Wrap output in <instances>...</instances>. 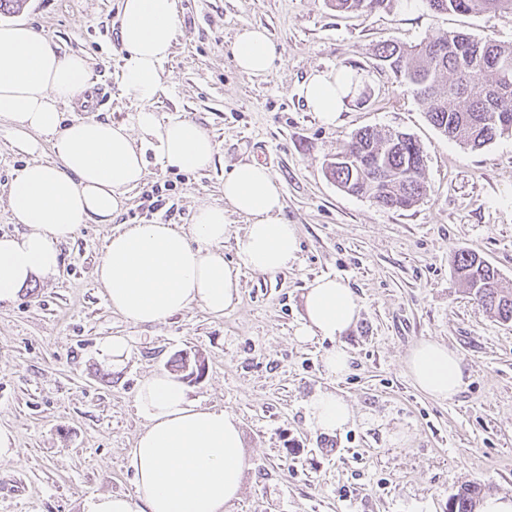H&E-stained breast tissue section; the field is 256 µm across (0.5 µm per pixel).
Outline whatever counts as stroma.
Returning a JSON list of instances; mask_svg holds the SVG:
<instances>
[{"label":"stroma","instance_id":"35a3bbf8","mask_svg":"<svg viewBox=\"0 0 512 512\" xmlns=\"http://www.w3.org/2000/svg\"><path fill=\"white\" fill-rule=\"evenodd\" d=\"M120 0H26L1 22L24 21L60 54L88 59L91 100L65 117L130 122L136 102L119 81L124 55ZM174 49L153 103L159 122L198 123L214 140L215 165L183 172L146 145L147 173L108 224L81 225L62 244L59 271L37 277L0 303V426L17 440L0 458V512H82L94 494L128 496V452L144 426L135 407L141 380L177 373L181 357L205 365L185 381L187 396L233 414L248 462L242 492L224 512H448V498L471 482L512 494V322L487 314L459 284L454 257L477 253L512 291V135L471 150L429 122L424 105L382 68L374 47L414 45L464 31L512 44V14L437 12L424 0H391L372 14H341L327 0H176ZM266 31L269 72L239 71L238 31ZM359 74L336 125L308 110L302 88L317 72ZM412 135L425 155L427 193L413 208L388 210L347 194L327 161L364 128ZM0 120V236L22 232L7 204L11 181L31 158ZM269 167L284 192L283 219L298 229L288 269L242 270L237 302L224 315L202 307L136 325L109 308L95 267L126 224H190L201 204L224 202V175L241 162ZM170 184L158 209L141 196ZM348 282L361 306L339 341L297 337L304 293L317 277ZM127 337L122 362L102 357L107 336ZM440 341L465 363L453 398L430 397L403 359L420 340ZM349 372L326 378L334 345ZM333 390L353 420L324 434L307 406Z\"/></svg>","mask_w":512,"mask_h":512}]
</instances>
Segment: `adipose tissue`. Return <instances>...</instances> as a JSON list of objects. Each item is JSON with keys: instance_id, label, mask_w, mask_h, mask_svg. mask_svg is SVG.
Masks as SVG:
<instances>
[{"instance_id": "obj_1", "label": "adipose tissue", "mask_w": 512, "mask_h": 512, "mask_svg": "<svg viewBox=\"0 0 512 512\" xmlns=\"http://www.w3.org/2000/svg\"><path fill=\"white\" fill-rule=\"evenodd\" d=\"M175 0H121L120 78L138 103L132 124L77 118L63 123L62 108L88 87L86 58L59 55L49 39L23 22L0 24V118L13 123L18 146L35 154L50 144L54 162L32 161L11 183L9 208L24 230L0 237V302L12 300L33 276L55 275L60 246L80 225L111 223L126 193L146 174L136 137H151L166 164L181 170L210 168L217 152L197 123L159 124L152 104L163 84V64L175 40ZM234 58L250 76L272 66L273 50L259 28L239 32ZM358 76L347 69L313 74L304 88L307 106L335 124ZM224 206L196 208L189 231L172 224H128L112 234L95 275L113 312L137 324H156L192 306L220 314L239 291V268L274 273L299 251L295 225L282 218L280 181L262 163L235 165L224 177ZM247 221L237 261L224 259L226 211ZM300 340H337L357 320L360 304L344 281L320 277L304 295ZM406 367L425 394L449 399L465 380L462 359L441 342L423 339ZM135 406L146 425L130 451L134 496L94 495L83 512H224L238 498L247 468L236 418L190 401L172 375L154 372L140 384ZM316 429L333 433L352 418L336 393L309 404Z\"/></svg>"}]
</instances>
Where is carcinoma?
<instances>
[{
	"label": "carcinoma",
	"instance_id": "obj_1",
	"mask_svg": "<svg viewBox=\"0 0 512 512\" xmlns=\"http://www.w3.org/2000/svg\"><path fill=\"white\" fill-rule=\"evenodd\" d=\"M389 0H330L338 12L371 13ZM431 9L460 14L512 12V0H425ZM426 105L430 123L450 141L480 149L512 133V45L463 32L432 35L416 45L389 39L374 51ZM425 160L409 134L365 128L336 153L327 174L344 192L392 210L414 207L427 192ZM458 279L486 312L512 321V293L476 253L455 256ZM484 487L472 482L448 498V512H477Z\"/></svg>",
	"mask_w": 512,
	"mask_h": 512
}]
</instances>
